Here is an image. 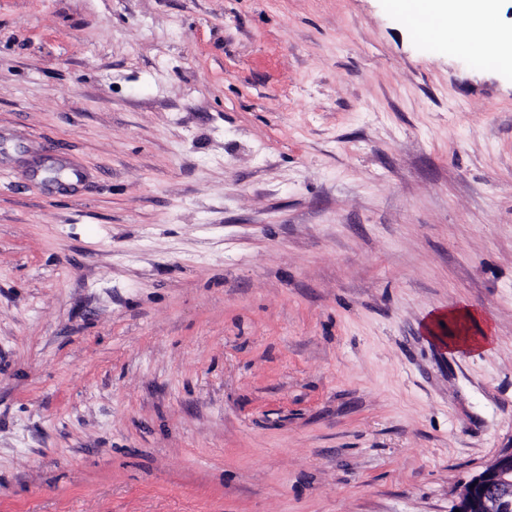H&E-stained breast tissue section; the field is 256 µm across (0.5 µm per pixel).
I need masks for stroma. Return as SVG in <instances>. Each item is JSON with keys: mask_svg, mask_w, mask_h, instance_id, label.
I'll use <instances>...</instances> for the list:
<instances>
[{"mask_svg": "<svg viewBox=\"0 0 512 512\" xmlns=\"http://www.w3.org/2000/svg\"><path fill=\"white\" fill-rule=\"evenodd\" d=\"M508 448L512 70L388 0H0V512H450ZM447 318L448 322H463L476 328L475 333L448 336V341H446L445 336H431L441 343L448 344V348L464 351H487L495 346L497 336L490 318L483 313L469 308H455L448 310V314H437L427 327V330L431 334H436L433 326Z\"/></svg>", "mask_w": 512, "mask_h": 512, "instance_id": "stroma-1", "label": "stroma"}]
</instances>
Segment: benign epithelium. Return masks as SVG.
Segmentation results:
<instances>
[{
  "instance_id": "7a95c632",
  "label": "benign epithelium",
  "mask_w": 512,
  "mask_h": 512,
  "mask_svg": "<svg viewBox=\"0 0 512 512\" xmlns=\"http://www.w3.org/2000/svg\"><path fill=\"white\" fill-rule=\"evenodd\" d=\"M453 509L457 512H512V450L500 454L490 467L474 475Z\"/></svg>"
}]
</instances>
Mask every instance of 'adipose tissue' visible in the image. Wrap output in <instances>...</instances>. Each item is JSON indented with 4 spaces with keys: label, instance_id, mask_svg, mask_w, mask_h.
Here are the masks:
<instances>
[{
    "label": "adipose tissue",
    "instance_id": "ef3b65f1",
    "mask_svg": "<svg viewBox=\"0 0 512 512\" xmlns=\"http://www.w3.org/2000/svg\"><path fill=\"white\" fill-rule=\"evenodd\" d=\"M391 4L405 18L407 25L412 26L419 19H427L431 32L467 48L472 45V25L493 15L498 8V0H391ZM447 318L472 327L471 333L449 337V348L487 351L495 346V329L490 318L483 313L468 308H455L449 310Z\"/></svg>",
    "mask_w": 512,
    "mask_h": 512
}]
</instances>
